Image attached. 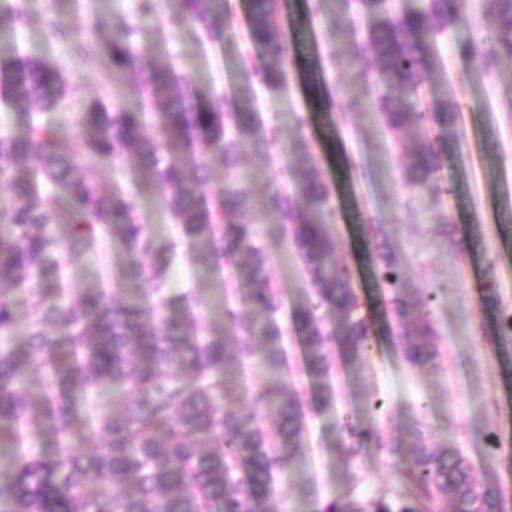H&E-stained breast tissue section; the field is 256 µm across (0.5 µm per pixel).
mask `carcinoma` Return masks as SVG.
Masks as SVG:
<instances>
[{
	"instance_id": "1",
	"label": "carcinoma",
	"mask_w": 512,
	"mask_h": 512,
	"mask_svg": "<svg viewBox=\"0 0 512 512\" xmlns=\"http://www.w3.org/2000/svg\"><path fill=\"white\" fill-rule=\"evenodd\" d=\"M492 2L486 19L491 44L461 45L484 70L503 57L512 58V0ZM275 7V0H251L249 38L268 56L280 58L284 45ZM186 19L218 40L224 31V0H174L168 26L177 28ZM450 20L466 22L463 0H424L369 33L377 46L376 62L360 52L351 56L359 71L376 65L401 89L384 113L389 131L398 134L406 124L426 119V112L416 109L422 98L418 73L428 43ZM104 26L109 29L106 64L116 76H136L140 94L156 107L158 138L143 134L144 111L103 101L86 107L69 137L43 130L34 117L67 94L62 72L21 54L0 64V101L30 127L25 137L0 136V186L8 194L0 203V335L10 334L20 314L29 317L24 343L0 351V442L18 441L28 429L33 406L39 413L36 425L55 440L52 454H20L9 473H0V512H258L273 474L293 461L304 404L284 379V331L276 318L280 292L262 274L268 258L256 243L253 225L242 217L258 207L273 211L303 262L312 292L293 310L292 320L307 373L322 379L316 406L327 408L336 401L329 381L334 372L330 346L348 364L363 359L371 348L370 319L361 311L350 268L336 259V241L322 217L326 191L314 169H303L291 192L262 200L249 194L240 186L243 176L236 164L243 135L254 127V113L221 94H202L172 66L138 50L132 44L134 29L127 24L94 23L87 44L77 51L89 53ZM278 78L263 62L251 63L241 73L247 91L255 81L271 84ZM199 143L226 170L224 185L208 201L202 194L209 180L207 163L189 178L167 156L174 144ZM123 154L137 159L165 198L182 236L201 247L202 259L234 274L243 267L252 271L249 301L265 319L227 305L224 323L229 336H260L269 344L265 368L271 378L249 400L255 406H277L273 429H266L252 412L226 408L233 391L216 378L227 359L251 356L249 344L238 340L231 351L222 336L189 334L139 297L109 298L98 289L69 303L43 301L42 290L59 285L63 259L80 260L100 233L131 246L130 282L161 289L168 261L146 225L136 220L137 195L119 185L104 193L86 176L85 162ZM402 164L412 188L440 192L428 146L405 153ZM41 179L66 193V221L57 220L54 200L37 193ZM434 299L426 291L413 304L396 296L385 310L395 324L397 346L414 366H439ZM33 372L46 377V389L38 397L25 388ZM107 383L119 390L116 408L87 416L95 432L105 436V446L78 448L72 438L81 417L71 394ZM409 436L407 476L416 488L413 496L398 501L385 496L332 499L318 512H501V485L477 484L458 449L432 446L418 427ZM367 445L398 452V443L379 430L343 423L337 448L342 460Z\"/></svg>"
}]
</instances>
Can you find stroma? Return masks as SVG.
I'll return each mask as SVG.
<instances>
[{
    "label": "stroma",
    "mask_w": 512,
    "mask_h": 512,
    "mask_svg": "<svg viewBox=\"0 0 512 512\" xmlns=\"http://www.w3.org/2000/svg\"><path fill=\"white\" fill-rule=\"evenodd\" d=\"M170 6L171 0H156L154 14L144 20L138 0H0V7L22 14L14 27L0 29V61L22 52L62 70L69 89L46 116L52 125H73L95 100L134 110L140 104L134 77L113 76L100 61L74 51L90 22H124L135 28L132 42L138 49L203 92L231 95L242 104L253 101L255 129L238 161L246 189L261 196L282 191V170L298 169L301 154L309 155L327 186L324 219L336 239L338 261L354 272L374 347L354 366L336 363L335 406L311 405L313 380L291 331V313L309 296L310 281L281 226L266 212L252 213L257 241L269 257L266 273L281 291L277 319L288 330L286 379L307 402L299 450L288 471L276 476L266 512H314L334 498L412 493L406 449L392 456L368 447L350 462L339 460V427L345 421L375 426L404 446L411 427L420 426L432 445L459 448L477 483H500L512 512V333L502 328L512 317V59L484 72L460 50L463 40L484 34L491 0H465L467 26L448 25L430 44L421 72L428 119L424 126L406 127L396 140L379 110L381 99L397 97L395 83L377 69L361 77L355 68L331 62L336 53L372 56L367 33L380 22L379 14L342 9L338 0H324L317 13L309 11L308 0H277L287 47L282 76L245 94L240 70L245 59L260 53L247 39L248 0H224L226 27L217 43L191 21L168 29ZM340 28L355 30V37H337ZM347 93L364 102L363 111H337V100ZM452 104L460 112L451 125L445 115ZM272 128L280 130L279 141L260 147L259 139ZM425 141L433 147L434 178L443 189L437 197L414 195L400 158L401 148ZM88 174L102 190L119 184L140 194L137 220L169 257L162 294L148 296V304H159L164 315L197 332L223 334L225 300L247 305L246 274L231 278L224 267L195 261L194 248L180 237L165 200L133 157L96 164ZM366 224L378 225L395 255L402 298L447 285L436 301L439 367L409 364L386 336L380 303L391 292L378 253L362 232ZM129 259L125 241L99 237L82 260L65 264L55 300L70 301L92 289L124 295ZM488 279L497 291L493 308L483 306L479 292ZM253 348L248 365L231 359L223 367L234 390L231 407L248 406L249 392L266 379L265 348L258 342Z\"/></svg>",
    "instance_id": "stroma-1"
}]
</instances>
